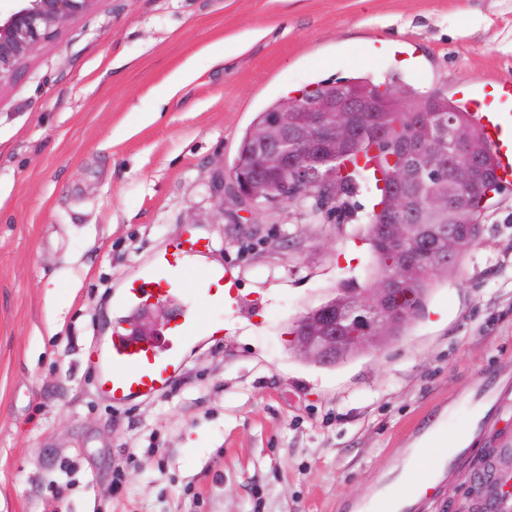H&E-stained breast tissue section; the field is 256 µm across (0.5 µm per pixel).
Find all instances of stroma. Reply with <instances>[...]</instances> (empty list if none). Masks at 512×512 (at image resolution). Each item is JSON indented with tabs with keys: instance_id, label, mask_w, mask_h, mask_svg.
Segmentation results:
<instances>
[{
	"instance_id": "stroma-1",
	"label": "stroma",
	"mask_w": 512,
	"mask_h": 512,
	"mask_svg": "<svg viewBox=\"0 0 512 512\" xmlns=\"http://www.w3.org/2000/svg\"><path fill=\"white\" fill-rule=\"evenodd\" d=\"M361 76L450 98L512 79V0H96L0 87V512L59 486V512H356L480 381L512 377V184L403 335L334 367L300 359L292 325L371 285L368 190L317 214L219 201L258 112ZM188 228L250 312L223 311L178 384L112 404L89 358L112 296ZM488 432L413 512L512 473V399Z\"/></svg>"
}]
</instances>
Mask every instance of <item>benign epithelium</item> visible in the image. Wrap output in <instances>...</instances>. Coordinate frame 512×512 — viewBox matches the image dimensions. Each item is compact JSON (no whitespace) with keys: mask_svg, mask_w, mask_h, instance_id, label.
<instances>
[{"mask_svg":"<svg viewBox=\"0 0 512 512\" xmlns=\"http://www.w3.org/2000/svg\"><path fill=\"white\" fill-rule=\"evenodd\" d=\"M96 0H14V7L0 17V87L17 78L22 64L42 44L54 40L62 25L86 13ZM397 95H350L330 92L313 99L298 100L291 108L274 110L253 135L257 163L247 172H229L235 200L255 205L270 201L268 186L282 181L285 174L292 182L284 185L281 198H313L334 203L341 194L336 169V150H343L354 139V117L362 112H401ZM449 142L460 154L447 159L453 166L448 188L427 195L428 203L417 194L399 189L388 193L394 223L384 229L385 246L398 252L386 276L360 294L336 303H323L309 312L296 328L295 350L304 357L325 364L334 363L350 352L381 346L390 339L389 329L398 325L410 311L401 288L403 267L423 259L405 250L406 219L423 207L434 214L451 213L458 206V192L476 165V156L468 146L465 132L437 120L425 135L413 136L399 147L405 162L406 179L415 182L418 162L443 153ZM478 226L465 230L454 226L436 242L439 253L452 255L466 238L475 237ZM505 497L488 490L484 501L471 512H502Z\"/></svg>","mask_w":512,"mask_h":512,"instance_id":"7a95c632","label":"benign epithelium"}]
</instances>
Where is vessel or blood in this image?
Returning <instances> with one entry per match:
<instances>
[{"label": "vessel or blood", "instance_id": "b4317fda", "mask_svg": "<svg viewBox=\"0 0 512 512\" xmlns=\"http://www.w3.org/2000/svg\"><path fill=\"white\" fill-rule=\"evenodd\" d=\"M458 93L485 134L498 162L499 177L503 183H511L512 81L489 77L476 87L464 82L459 84ZM208 250L203 238L185 233L114 294L113 300L125 319L114 329L106 347L92 355L95 384L113 404L123 405L166 390L184 364L187 346L196 337L223 334V322L211 318L210 313L234 307L235 282L225 277L220 267L201 269L191 280L185 277L190 261L201 260ZM168 302L174 308L157 335L142 336L134 331L131 321L136 315L154 304ZM500 402L496 384H481L470 413V430L480 432ZM427 462V453H420L409 482L411 494L434 491Z\"/></svg>", "mask_w": 512, "mask_h": 512}]
</instances>
